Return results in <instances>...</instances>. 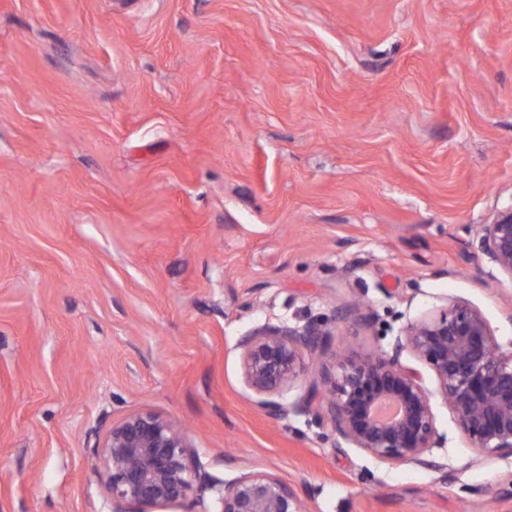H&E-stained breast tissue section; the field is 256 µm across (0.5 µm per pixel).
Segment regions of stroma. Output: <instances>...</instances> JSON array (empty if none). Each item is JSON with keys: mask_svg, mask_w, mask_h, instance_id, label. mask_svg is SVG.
Listing matches in <instances>:
<instances>
[{"mask_svg": "<svg viewBox=\"0 0 512 512\" xmlns=\"http://www.w3.org/2000/svg\"><path fill=\"white\" fill-rule=\"evenodd\" d=\"M509 206L512 0H0V512H108L85 436L143 408L309 512H512L441 397L435 467L381 462L237 346L328 321L291 404L454 298L512 345ZM481 232L479 251L498 273L512 280V206L496 211L492 221L482 225Z\"/></svg>", "mask_w": 512, "mask_h": 512, "instance_id": "35a3bbf8", "label": "stroma"}]
</instances>
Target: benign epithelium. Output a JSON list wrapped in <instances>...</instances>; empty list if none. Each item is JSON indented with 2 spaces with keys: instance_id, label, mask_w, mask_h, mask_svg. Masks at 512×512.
Instances as JSON below:
<instances>
[{
  "instance_id": "obj_1",
  "label": "benign epithelium",
  "mask_w": 512,
  "mask_h": 512,
  "mask_svg": "<svg viewBox=\"0 0 512 512\" xmlns=\"http://www.w3.org/2000/svg\"><path fill=\"white\" fill-rule=\"evenodd\" d=\"M479 251L512 280V206L482 225ZM330 335L324 321L265 324L239 339L246 385L256 406L281 418L313 408L326 412L335 434L371 457L438 467L442 447L422 374L402 361L408 353L434 374L456 425L470 446L512 456V349L498 343L480 310L451 301L409 323L376 357L339 359L291 405L278 397L304 375L301 353ZM389 402L392 416L378 415ZM86 454L110 503V512H167L210 498L214 512H305L300 496L269 473L226 480L207 472L186 432L152 409L129 412L87 443Z\"/></svg>"
}]
</instances>
